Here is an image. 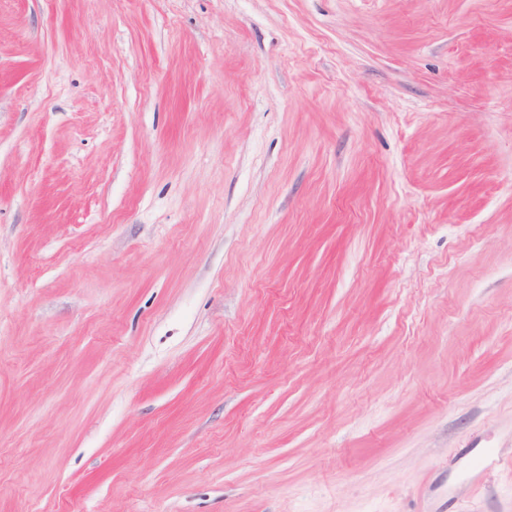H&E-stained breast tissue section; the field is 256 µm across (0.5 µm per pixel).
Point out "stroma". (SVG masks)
<instances>
[{
    "label": "stroma",
    "mask_w": 512,
    "mask_h": 512,
    "mask_svg": "<svg viewBox=\"0 0 512 512\" xmlns=\"http://www.w3.org/2000/svg\"><path fill=\"white\" fill-rule=\"evenodd\" d=\"M0 512H512V0H0Z\"/></svg>",
    "instance_id": "stroma-1"
}]
</instances>
